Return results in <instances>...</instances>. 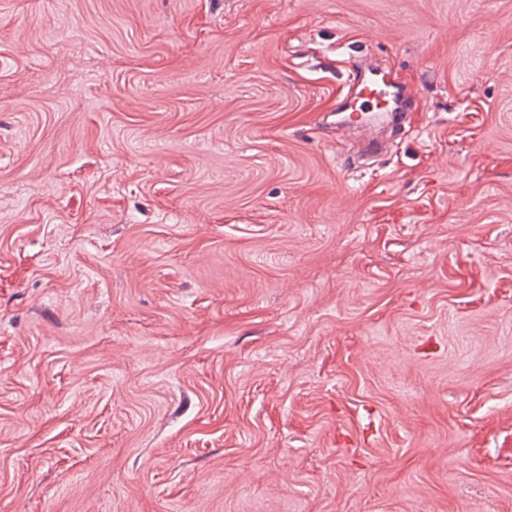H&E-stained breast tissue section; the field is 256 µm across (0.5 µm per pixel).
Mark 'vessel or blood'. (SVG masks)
Returning a JSON list of instances; mask_svg holds the SVG:
<instances>
[{"instance_id":"vessel-or-blood-1","label":"vessel or blood","mask_w":512,"mask_h":512,"mask_svg":"<svg viewBox=\"0 0 512 512\" xmlns=\"http://www.w3.org/2000/svg\"><path fill=\"white\" fill-rule=\"evenodd\" d=\"M350 78L352 83L338 102L340 125L369 140L378 123L397 128L409 123L416 95L403 71L356 64L350 68Z\"/></svg>"}]
</instances>
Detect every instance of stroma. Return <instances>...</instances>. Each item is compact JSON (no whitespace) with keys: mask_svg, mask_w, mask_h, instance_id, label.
Instances as JSON below:
<instances>
[{"mask_svg":"<svg viewBox=\"0 0 512 512\" xmlns=\"http://www.w3.org/2000/svg\"><path fill=\"white\" fill-rule=\"evenodd\" d=\"M0 512H512V0H0ZM350 63V82L347 94L338 101L336 112L341 126L361 133L368 143L376 145L373 132L379 122L395 128L409 124L411 104L416 95L403 70L391 76L374 66Z\"/></svg>","mask_w":512,"mask_h":512,"instance_id":"35a3bbf8","label":"stroma"}]
</instances>
